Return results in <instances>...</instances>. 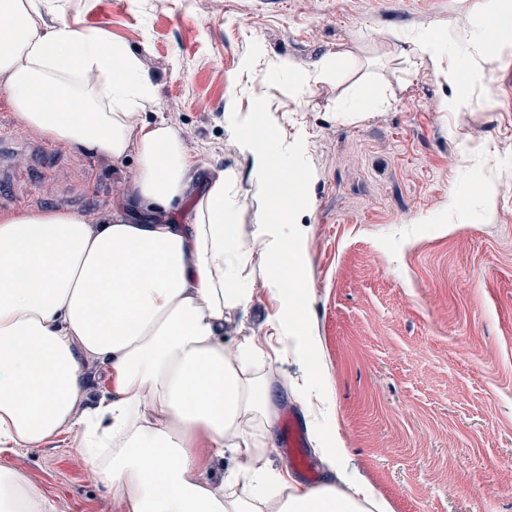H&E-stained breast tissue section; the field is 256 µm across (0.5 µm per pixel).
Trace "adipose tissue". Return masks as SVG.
<instances>
[{
	"label": "adipose tissue",
	"instance_id": "ef3b65f1",
	"mask_svg": "<svg viewBox=\"0 0 512 512\" xmlns=\"http://www.w3.org/2000/svg\"><path fill=\"white\" fill-rule=\"evenodd\" d=\"M42 0H0V92L51 141L88 145L121 161L135 154L129 206L95 223L77 212L0 215V447L24 450L62 436L88 455L94 480L123 512H389L347 468L323 382L297 386L321 407L311 433L330 479L305 485L258 465L277 418L251 369L270 339L309 363L318 350L301 331L294 291L300 199L276 190L301 169L299 145L270 139L250 118L225 117L266 205L240 233L231 172L212 169L188 223L175 203L192 195L194 163L180 131L140 115L155 102L139 59L117 41L63 23L40 34ZM266 258L281 308L270 336L228 346V314L254 293L245 271ZM100 369L108 395L87 405L84 373ZM234 461L220 482L215 458ZM27 474L0 467V512H56Z\"/></svg>",
	"mask_w": 512,
	"mask_h": 512
}]
</instances>
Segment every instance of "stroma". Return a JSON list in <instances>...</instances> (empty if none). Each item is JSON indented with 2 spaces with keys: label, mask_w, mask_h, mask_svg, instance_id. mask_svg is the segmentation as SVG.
<instances>
[{
  "label": "stroma",
  "mask_w": 512,
  "mask_h": 512,
  "mask_svg": "<svg viewBox=\"0 0 512 512\" xmlns=\"http://www.w3.org/2000/svg\"><path fill=\"white\" fill-rule=\"evenodd\" d=\"M62 22L139 57L155 92L145 120L165 113L201 172H235L243 232L265 202L226 113L263 100L268 134L304 142L314 177L300 212L302 313L350 471L391 512H512V161L498 151L512 139V47L471 65L487 0H210L205 13L197 0H64L37 19L43 33ZM431 30L446 48L419 60L414 43ZM283 60L332 73L301 92L260 81ZM460 66L467 103L455 109L461 90L442 73ZM366 85L386 103L337 111ZM0 127L16 140L0 157L1 214L101 221L136 174V163L60 143L35 163L27 146L42 134L3 105ZM247 273L255 297L226 322L231 345L264 335L280 309L262 254ZM306 370L279 343L258 370L278 413L302 422ZM1 465L25 471L59 512H122L70 437L2 449Z\"/></svg>",
  "instance_id": "35a3bbf8"
}]
</instances>
